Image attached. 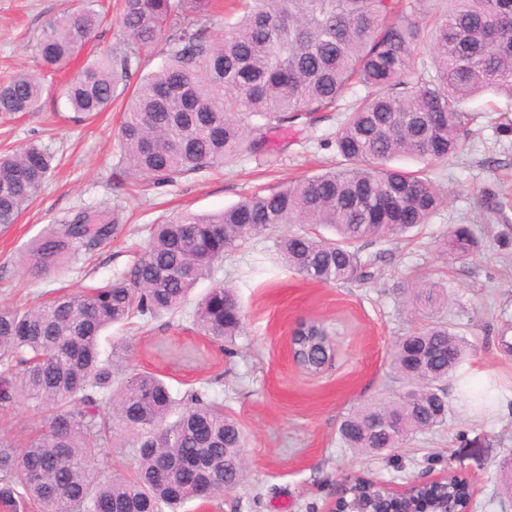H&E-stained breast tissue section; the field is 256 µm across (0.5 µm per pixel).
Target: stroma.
Wrapping results in <instances>:
<instances>
[{
	"instance_id": "1",
	"label": "stroma",
	"mask_w": 512,
	"mask_h": 512,
	"mask_svg": "<svg viewBox=\"0 0 512 512\" xmlns=\"http://www.w3.org/2000/svg\"><path fill=\"white\" fill-rule=\"evenodd\" d=\"M83 0H0V79L24 71L43 85L37 111L0 113V150L30 143L54 154L56 167L16 224L0 231V304L39 305L53 291L76 292L122 274L135 262L146 227L175 214L218 212L245 196L312 175L333 160L341 116L331 113L316 128L283 126L267 135L270 159L243 154L219 169L191 175L147 192L117 181L122 104L82 123L73 122L60 97L69 72L105 51L123 46L116 23L121 0H99L102 23L69 72L48 73L34 58L37 34L62 9ZM475 119L463 155L439 166L446 197L423 234L413 240H381L361 247L381 259L364 281L321 285L286 268L270 238L250 240L224 261L214 279L200 281L191 301L214 281L232 283L245 313L233 354L196 334L188 315L162 317L109 329L123 340L114 361L127 369L167 376L173 388L209 386L224 400L247 435L243 484L212 502L210 512H324L337 482L347 474L401 480L431 478L445 470L469 476L477 489L475 512H512L501 493L502 461L512 454V97L486 94L467 104ZM120 206L125 220L112 243L43 277L29 275L21 255L49 225L83 207ZM471 225L479 253L444 263L436 237ZM447 279L454 295L446 316L473 349L445 382L451 411L437 433L398 449V464L342 448L338 426L357 403L397 391L387 356L398 337L422 323L407 311L398 289L413 272ZM303 317L327 322L336 355L316 376L288 357L286 339ZM496 383L493 398L477 405L464 392ZM43 426L25 402L0 410V435L24 445Z\"/></svg>"
}]
</instances>
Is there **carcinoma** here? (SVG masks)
<instances>
[{"label": "carcinoma", "instance_id": "carcinoma-1", "mask_svg": "<svg viewBox=\"0 0 512 512\" xmlns=\"http://www.w3.org/2000/svg\"><path fill=\"white\" fill-rule=\"evenodd\" d=\"M94 0L63 9L36 39L41 67L65 69L96 35ZM127 46L85 64L63 92L82 122L112 106L119 85L142 55L166 46L167 62L144 77L123 112L119 176L173 183L224 165L244 151L259 154L267 133L336 112L361 86L371 94L349 105L336 134V166L270 188L212 215H180L151 225L145 250L127 273L79 295L60 294L28 309L0 306V406L22 397L45 426L18 448L0 439V507L5 512H178L238 487L245 434L209 387L173 393L163 376L120 370L104 354L105 329L174 316L193 288L251 239L285 224L281 261L309 281L350 284L364 278L359 243L402 240L422 231L442 205L428 170L392 166L414 157L444 164L466 146L472 115L464 104L481 92L512 96V0H448L429 29L403 0H234L240 13L213 42L201 21L213 0H121ZM430 45L432 65H414ZM40 83L20 72L0 84V113L34 111ZM53 156L36 144L0 155V228L16 223L52 171ZM117 208L81 209L26 247L33 276L60 271L112 240ZM445 258L466 260L477 237L460 225L437 240ZM408 301L424 316L390 351L399 392L361 403L342 417L343 444L389 455L449 413L442 383L472 344L437 316L447 283L426 273L410 280ZM196 331L233 344L245 322L234 289L211 287L192 314ZM325 326L307 321L293 336L298 365L318 372ZM135 461L132 473L97 472L102 454ZM464 490L422 486L396 498L380 483L357 480L343 512H441L461 509Z\"/></svg>", "mask_w": 512, "mask_h": 512}]
</instances>
